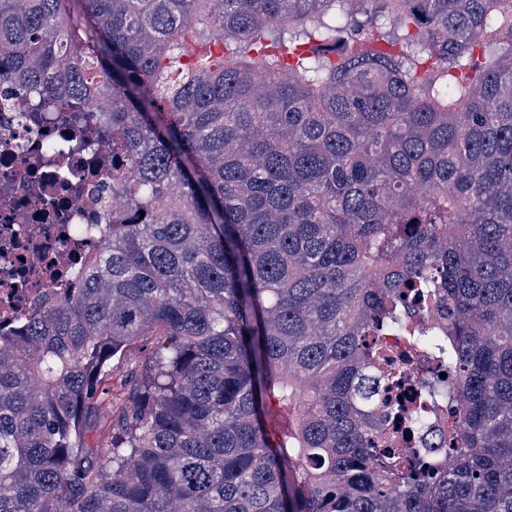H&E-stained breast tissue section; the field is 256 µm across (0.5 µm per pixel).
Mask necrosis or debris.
<instances>
[{
  "label": "necrosis or debris",
  "instance_id": "1",
  "mask_svg": "<svg viewBox=\"0 0 512 512\" xmlns=\"http://www.w3.org/2000/svg\"><path fill=\"white\" fill-rule=\"evenodd\" d=\"M33 92L14 90L0 108V334L16 333L20 317L40 313L72 287L71 268L96 249L73 235L76 224L101 221L103 187L112 176V143L91 125L55 119L32 123ZM59 150H42L44 138ZM379 344L397 367L421 382L437 364L409 337L388 333Z\"/></svg>",
  "mask_w": 512,
  "mask_h": 512
}]
</instances>
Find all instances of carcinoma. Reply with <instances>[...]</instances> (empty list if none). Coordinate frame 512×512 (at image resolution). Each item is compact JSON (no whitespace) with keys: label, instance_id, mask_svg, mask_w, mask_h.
I'll return each instance as SVG.
<instances>
[{"label":"carcinoma","instance_id":"obj_1","mask_svg":"<svg viewBox=\"0 0 512 512\" xmlns=\"http://www.w3.org/2000/svg\"><path fill=\"white\" fill-rule=\"evenodd\" d=\"M0 77L108 96L114 160L76 287L0 335V512H512V0H0ZM414 305L449 468L379 414ZM156 346V340L152 338H144L138 340L130 346L123 358L114 360V369L112 372V415L117 417L118 407L121 401L128 394V381L130 373L133 370L143 368L148 363L149 358ZM115 405V406H114Z\"/></svg>","mask_w":512,"mask_h":512}]
</instances>
